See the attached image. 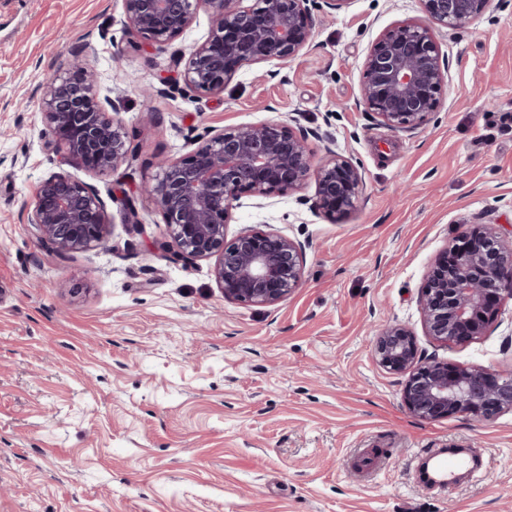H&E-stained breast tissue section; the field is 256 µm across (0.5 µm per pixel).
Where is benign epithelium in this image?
Returning a JSON list of instances; mask_svg holds the SVG:
<instances>
[{
    "label": "benign epithelium",
    "mask_w": 512,
    "mask_h": 512,
    "mask_svg": "<svg viewBox=\"0 0 512 512\" xmlns=\"http://www.w3.org/2000/svg\"><path fill=\"white\" fill-rule=\"evenodd\" d=\"M122 0L129 29L163 51L205 8L208 40L189 49L182 74L197 95L224 92L237 70L272 60L287 62L309 46L310 3L316 0ZM426 21L405 22L381 33L363 62L360 104L377 123L398 133L427 124L442 102L446 65L433 28H457L483 14L490 0H420ZM83 53L60 56L41 83L42 106L61 166L37 187L27 224L37 240L60 256L107 241L106 205L90 184L75 179L74 164L99 172L115 169L129 152L125 136L104 106L120 111L121 100H95V72ZM315 167L305 134L285 121L216 130L192 152L160 163L152 195L170 232L173 252L189 259L216 258L213 273L224 298L272 307L300 287L304 244L259 228L228 237V225L243 197L266 199L298 190L314 179L318 209L336 219L353 208L363 175L350 160L326 148ZM512 301V248L494 224L469 229L435 262L419 304L428 335L460 345L484 335L504 300ZM374 354L381 367L405 373L403 401L425 420L466 416L489 420L512 411V374L453 365L417 355L413 333L400 324L383 328Z\"/></svg>",
    "instance_id": "benign-epithelium-1"
}]
</instances>
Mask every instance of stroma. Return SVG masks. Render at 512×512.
Instances as JSON below:
<instances>
[{
  "instance_id": "obj_1",
  "label": "stroma",
  "mask_w": 512,
  "mask_h": 512,
  "mask_svg": "<svg viewBox=\"0 0 512 512\" xmlns=\"http://www.w3.org/2000/svg\"><path fill=\"white\" fill-rule=\"evenodd\" d=\"M296 58L241 67L224 92H185L184 69L129 31L121 0H0V512H512V411L423 421L403 375L376 361L387 325L418 352L512 373V305L485 335L444 347L419 296L465 224L512 241V0L434 28L449 68L424 127L393 133L359 106L372 41L424 18L420 0L313 6ZM92 44L98 96L133 156L73 168L106 200L105 246L67 257L37 241L26 207L58 167L38 89L59 54ZM296 120L314 163L360 166L336 220L315 185L244 199L229 234L304 243L303 283L273 307L225 300L214 259L169 249L144 182L214 129ZM139 214L125 219L124 199ZM478 447L484 469L438 491L432 448Z\"/></svg>"
}]
</instances>
